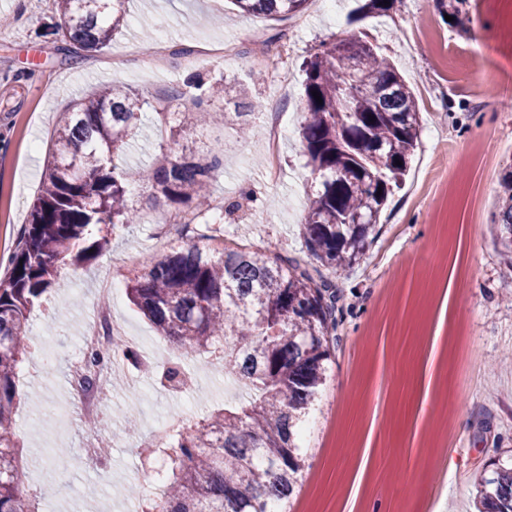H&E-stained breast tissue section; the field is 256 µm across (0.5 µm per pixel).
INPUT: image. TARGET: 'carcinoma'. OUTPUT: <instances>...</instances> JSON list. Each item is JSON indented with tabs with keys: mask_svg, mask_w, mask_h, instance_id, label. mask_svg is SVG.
I'll use <instances>...</instances> for the list:
<instances>
[{
	"mask_svg": "<svg viewBox=\"0 0 512 512\" xmlns=\"http://www.w3.org/2000/svg\"><path fill=\"white\" fill-rule=\"evenodd\" d=\"M234 2L248 14L293 16L307 0ZM400 2L365 0L360 10L386 15ZM437 2L440 12L454 17L451 24L465 26L466 0ZM57 10L54 34L85 50L108 46L125 23L108 0H57ZM355 40L335 42L304 63L300 135L313 184L304 239L318 265L226 246L213 228L224 220L214 214L232 218L242 202L257 196L244 190L222 205L211 202L210 182L223 165L219 155L208 158L184 147L139 172L150 199L182 220L184 242L126 277L130 300L180 357L208 352L255 394L150 446L167 477L156 500L129 487L142 512H288L302 476L301 424L326 380L336 330L340 296L321 268L345 270L365 254L420 134L412 88L378 47L355 50ZM186 86L200 94L171 127L177 137L206 126L213 112L241 118L257 109L245 92L231 94L222 80L207 85L199 78ZM142 107L137 91L105 85L62 113L28 224L7 258L9 274L0 280V512H32L15 431L19 369L32 343L30 314L63 266L92 262L110 236L138 223L129 177L117 159L137 136ZM493 223L512 251V171L501 182ZM106 368L101 353L90 349L75 379L103 389ZM480 485L481 512H512V466L496 468Z\"/></svg>",
	"mask_w": 512,
	"mask_h": 512,
	"instance_id": "cac0c4a2",
	"label": "carcinoma"
}]
</instances>
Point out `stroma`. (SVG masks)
<instances>
[{
    "label": "stroma",
    "mask_w": 512,
    "mask_h": 512,
    "mask_svg": "<svg viewBox=\"0 0 512 512\" xmlns=\"http://www.w3.org/2000/svg\"><path fill=\"white\" fill-rule=\"evenodd\" d=\"M355 7V0H334L326 11L308 0L294 16L254 17L239 14L232 0H125L126 29L72 64L74 44L49 33L59 20L54 0H0L8 19L0 26V257L14 250L29 220L51 135L73 100L107 82L142 95L139 137L126 161L134 170L173 144L169 128L155 121L158 100L198 75L244 84L252 101L287 110L291 128L275 182L265 177L266 147L256 128L246 141L238 126L221 121L193 134L200 152L224 151L213 199L238 196L246 186L261 194L241 221L225 225V244L308 260L301 224L312 187L296 131L302 63L335 40L368 36L413 87L423 129L362 260L325 272L342 291L338 344L308 415L301 487L288 509L478 512L475 475L512 461V291L502 286L512 260L491 222L501 177L512 170V51L497 45L512 36V0H498L490 12L470 0L465 34L443 20L435 0H403L396 11L353 22ZM257 32L271 39L260 64L250 53ZM477 33L488 37L499 70L482 82L480 104L461 64ZM216 44L234 47L235 57L207 53ZM148 196L134 186L138 223L113 235L89 266L64 269L31 315L32 335L50 331L58 353L48 369L32 347L19 383L16 430L39 512H136L123 487L133 474L151 484L136 450L176 404L132 366L120 369L121 385L95 426L74 422L61 438L52 420L27 424L38 403H68L74 347L106 281L124 284L125 273L155 261L178 238L170 208ZM269 198L288 205L266 206ZM446 233L447 270L434 288H423L416 261L433 254ZM184 366L199 376L189 397L195 414L234 403L230 377L205 357ZM62 448L70 460L59 467L51 458Z\"/></svg>",
    "instance_id": "35a3bbf8"
}]
</instances>
